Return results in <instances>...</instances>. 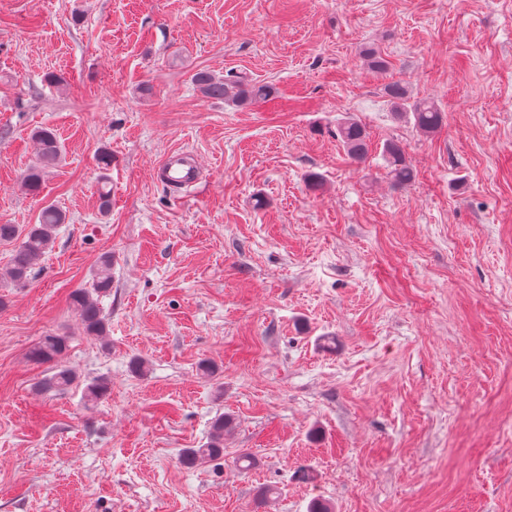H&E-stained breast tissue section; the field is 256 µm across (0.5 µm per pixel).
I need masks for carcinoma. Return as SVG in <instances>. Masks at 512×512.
I'll return each mask as SVG.
<instances>
[{"instance_id":"cac0c4a2","label":"carcinoma","mask_w":512,"mask_h":512,"mask_svg":"<svg viewBox=\"0 0 512 512\" xmlns=\"http://www.w3.org/2000/svg\"><path fill=\"white\" fill-rule=\"evenodd\" d=\"M362 60L371 69L384 72L389 61L375 47H368L362 53ZM194 83L207 97L222 99L228 103L241 104L265 99L269 90L264 85H256L237 76L223 78L200 70L194 74ZM391 110L398 119L413 117L414 125L424 133H433L441 128L444 116L433 99L429 97L411 98L408 90L399 82H391L384 87ZM346 153L355 160H362L368 153V136L365 127L357 120L348 118L340 122L334 131ZM38 141L39 159L35 166L27 170L21 179V189L36 194L42 184L46 169L54 166L59 157L56 134L51 129H41L35 133ZM389 175L396 185H405L415 179L413 168L407 163L403 148L390 142L385 145ZM66 215L52 207L43 210L37 224H0V243L13 245L10 255L8 278L15 287L27 284L37 261L52 245L58 225L65 223ZM112 288V256L105 255L94 275L91 288H79L72 294V301L86 330L95 336H105L106 317L98 303V296ZM69 346V337L48 335L42 337L30 352V358L37 363L56 364L55 372L46 378L42 386L47 391H63L71 386L74 374L58 365ZM231 425V419L222 414L211 422L210 436L199 448L187 449L181 462L194 467L206 460H216L224 456V430Z\"/></svg>"}]
</instances>
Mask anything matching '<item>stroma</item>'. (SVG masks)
<instances>
[{"mask_svg":"<svg viewBox=\"0 0 512 512\" xmlns=\"http://www.w3.org/2000/svg\"><path fill=\"white\" fill-rule=\"evenodd\" d=\"M199 70L270 94L205 97ZM390 82L442 127L396 121ZM177 148L209 174L181 198L153 174ZM47 206L50 250L0 286V512H512V0H0V224ZM107 254L100 340L69 295ZM51 333L62 392L29 359ZM220 413L223 458L183 467ZM346 153L355 160H362L368 153V136L365 127L357 120L348 118L340 122L334 131ZM39 144V159L35 166L27 170L21 179V189L29 194H37L41 188L43 174L54 166L59 157L56 134L51 129H41L35 133ZM387 157L389 175L396 185H405L415 179L413 168L407 163L403 148L395 143H387L384 147ZM69 346V336H43L38 345L30 352V358L37 363H54L55 372L46 378L42 386L46 391H63L71 386L74 374L58 362L65 355Z\"/></svg>","mask_w":512,"mask_h":512,"instance_id":"35a3bbf8","label":"stroma"}]
</instances>
